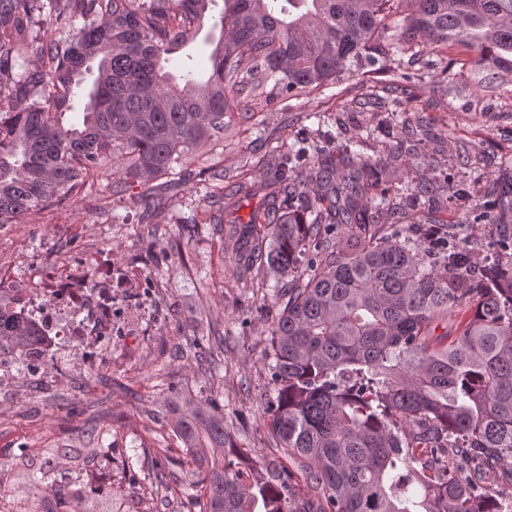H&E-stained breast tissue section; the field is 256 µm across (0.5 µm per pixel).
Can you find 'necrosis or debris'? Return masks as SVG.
<instances>
[{
  "label": "necrosis or debris",
  "instance_id": "necrosis-or-debris-1",
  "mask_svg": "<svg viewBox=\"0 0 512 512\" xmlns=\"http://www.w3.org/2000/svg\"><path fill=\"white\" fill-rule=\"evenodd\" d=\"M35 324L38 335L17 362L30 372L67 373L58 362L59 347L83 350L98 364L112 351V274L91 250L80 255L55 253L33 260L22 251H0V299Z\"/></svg>",
  "mask_w": 512,
  "mask_h": 512
}]
</instances>
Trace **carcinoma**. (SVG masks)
Segmentation results:
<instances>
[{"label": "carcinoma", "instance_id": "cac0c4a2", "mask_svg": "<svg viewBox=\"0 0 512 512\" xmlns=\"http://www.w3.org/2000/svg\"><path fill=\"white\" fill-rule=\"evenodd\" d=\"M220 37L207 77L184 84L164 70L204 24ZM40 61L16 65L34 44ZM474 53V66L512 83V0H0V224L85 196L107 159L119 162L112 195L143 186L145 223L181 190L186 163L213 153L244 104L260 112L382 64L428 51ZM82 125L62 115L85 75ZM305 156L288 141L262 156L266 178L235 176L221 161L201 169L211 224L241 199L261 204L223 232L232 277L260 270L291 279L266 353L275 397L268 407L279 463L261 461L205 404L174 411L172 428L196 465L182 484L200 512H512V165L486 188L475 217L499 230L507 257L485 259L436 213L457 186L421 180L372 204L386 167ZM391 225L385 234L371 225ZM348 247L332 249L336 226ZM456 334L448 337V322ZM442 333H437L438 328ZM35 327L0 308V348L27 346ZM21 480L56 491L24 512H124L127 496L90 495L81 475L103 448H41ZM74 459L62 470L56 462ZM167 458L127 456L124 468Z\"/></svg>", "mask_w": 512, "mask_h": 512}]
</instances>
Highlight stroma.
I'll return each instance as SVG.
<instances>
[{
	"label": "stroma",
	"instance_id": "35a3bbf8",
	"mask_svg": "<svg viewBox=\"0 0 512 512\" xmlns=\"http://www.w3.org/2000/svg\"><path fill=\"white\" fill-rule=\"evenodd\" d=\"M444 63L412 64L407 89L415 95L406 124H427L442 150L426 176L463 186L470 205L484 204V184L502 162L512 160V93L472 80L448 94H431ZM390 73L374 71L345 81L334 98L310 94L240 121V142L225 147L224 168L241 171L247 157L263 155L268 142L285 136L308 152L338 150L356 131L372 133L364 159L385 157L396 146L400 124L384 105ZM207 185L194 175L160 206L158 223L140 221L135 193L111 202L108 211L77 200L63 207L28 212L18 224H0V247L33 253L60 248L55 224L82 225L81 247L106 245L112 267L136 266L143 287L155 289L161 308L153 319L125 310L127 335L112 339L108 365L67 378H17L0 387V512H12L32 490L14 471L19 450L81 447L110 451L112 480L149 512H198L182 493L186 474L176 466L183 446L170 434L173 409L181 401L213 403L224 424L244 446L267 454L265 423L273 385L264 355L268 330L281 309L287 279L267 276L265 287H249L227 274L230 254L220 247V227L202 221ZM165 445L173 465L163 470L166 486L156 489L142 474L124 470L126 450Z\"/></svg>",
	"mask_w": 512,
	"mask_h": 512
}]
</instances>
